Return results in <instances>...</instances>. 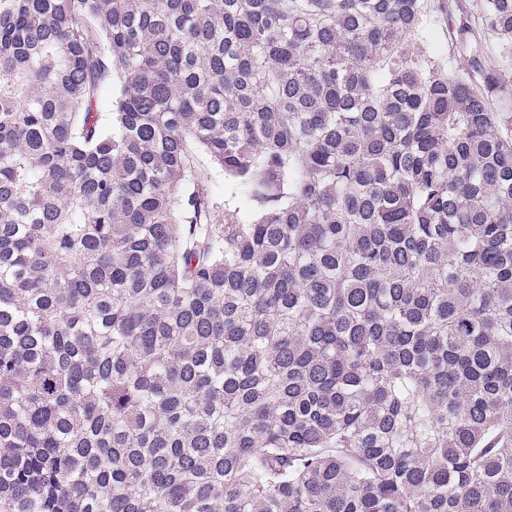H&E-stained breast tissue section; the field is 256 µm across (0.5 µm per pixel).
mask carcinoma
I'll return each instance as SVG.
<instances>
[{"mask_svg": "<svg viewBox=\"0 0 512 512\" xmlns=\"http://www.w3.org/2000/svg\"><path fill=\"white\" fill-rule=\"evenodd\" d=\"M425 9L0 0V512H512V0ZM448 31L447 14H441L434 9L424 21L421 36L426 47L444 60L449 70L454 71L457 66H460V60L459 57L453 56L452 49H450Z\"/></svg>", "mask_w": 512, "mask_h": 512, "instance_id": "carcinoma-1", "label": "carcinoma"}]
</instances>
